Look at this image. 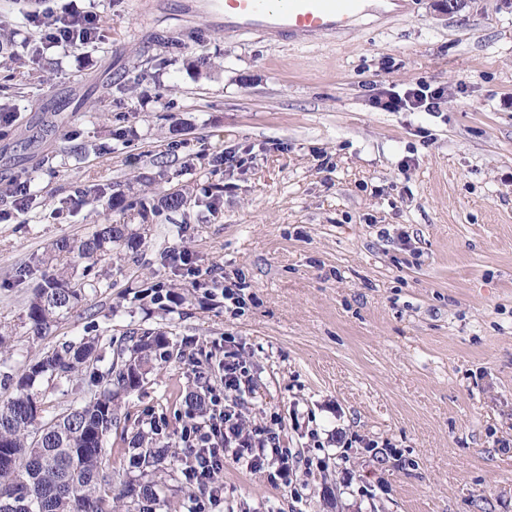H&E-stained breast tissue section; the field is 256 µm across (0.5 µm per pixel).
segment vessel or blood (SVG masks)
Returning <instances> with one entry per match:
<instances>
[{
  "label": "vessel or blood",
  "instance_id": "1",
  "mask_svg": "<svg viewBox=\"0 0 512 512\" xmlns=\"http://www.w3.org/2000/svg\"><path fill=\"white\" fill-rule=\"evenodd\" d=\"M400 0H192L191 12L209 16L228 32L291 37L333 36L367 13L392 12Z\"/></svg>",
  "mask_w": 512,
  "mask_h": 512
}]
</instances>
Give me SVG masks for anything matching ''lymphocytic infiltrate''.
Instances as JSON below:
<instances>
[{
    "label": "lymphocytic infiltrate",
    "mask_w": 512,
    "mask_h": 512,
    "mask_svg": "<svg viewBox=\"0 0 512 512\" xmlns=\"http://www.w3.org/2000/svg\"><path fill=\"white\" fill-rule=\"evenodd\" d=\"M99 22L96 13L79 10L72 0L62 14L54 16L47 34L57 46H75L83 33L92 31ZM445 95L444 88L422 86L398 95L377 96L374 104L388 112L421 109L436 111ZM251 381L245 362L233 350L224 353V406L213 409L207 423L193 422L183 427L181 439L194 458L185 477L189 482L205 484L221 468L225 460L253 470L277 463V475L283 483H291V453L281 440V432L272 427L247 425L239 408L238 398Z\"/></svg>",
    "instance_id": "lymphocytic-infiltrate-1"
}]
</instances>
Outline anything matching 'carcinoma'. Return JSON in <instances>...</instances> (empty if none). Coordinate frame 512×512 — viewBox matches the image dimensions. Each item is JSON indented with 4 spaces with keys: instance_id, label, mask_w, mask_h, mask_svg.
Wrapping results in <instances>:
<instances>
[{
    "instance_id": "obj_1",
    "label": "carcinoma",
    "mask_w": 512,
    "mask_h": 512,
    "mask_svg": "<svg viewBox=\"0 0 512 512\" xmlns=\"http://www.w3.org/2000/svg\"><path fill=\"white\" fill-rule=\"evenodd\" d=\"M224 191L212 187L207 199L192 200L185 187L165 194L154 210L182 215L188 223L191 204L211 208ZM113 205L123 211H137L146 217V193L112 194ZM144 235L128 224H103L81 238L55 240L41 261L65 255L69 264L54 271L39 285L27 305L30 333L45 337L58 320L72 310L84 295L76 282V269L87 271L114 250H136ZM163 332H133L127 344L104 372L93 373L96 390L80 402L73 401L61 412L42 416L41 387L49 382H73L82 370L104 360L95 339L65 342L28 361L15 381L14 396L0 402V512H157L163 500L154 477L174 469V456L157 443L156 422H141L126 437L129 463L139 472L114 488L112 475L103 471L101 460L107 438L118 429L119 399L124 393L143 387L155 362L173 356Z\"/></svg>"
}]
</instances>
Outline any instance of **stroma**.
<instances>
[{"label": "stroma", "instance_id": "35a3bbf8", "mask_svg": "<svg viewBox=\"0 0 512 512\" xmlns=\"http://www.w3.org/2000/svg\"><path fill=\"white\" fill-rule=\"evenodd\" d=\"M91 3L96 38L60 48L41 23L61 0H0V368L166 332L172 358L118 414L158 422L181 457L196 370L223 396L219 363L239 350L242 411L283 419L293 483L228 462L217 500L181 476L160 512H512V0H409L333 39L227 33L186 0ZM422 84L445 88L437 111L371 104ZM138 175L224 192L104 257L88 275L103 287L32 337L45 248L122 221L94 191Z\"/></svg>", "mask_w": 512, "mask_h": 512}]
</instances>
